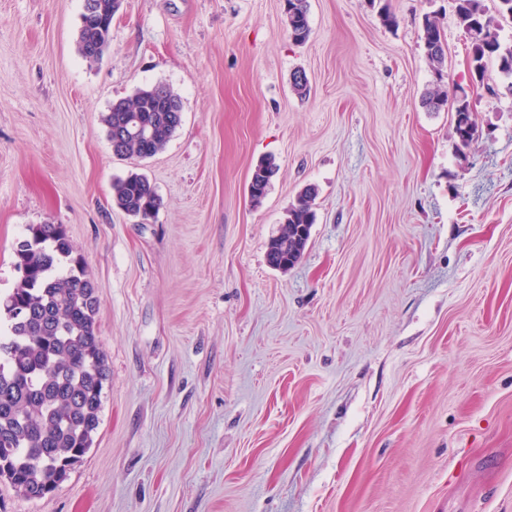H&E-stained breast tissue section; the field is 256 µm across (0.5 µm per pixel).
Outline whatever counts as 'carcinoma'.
Masks as SVG:
<instances>
[{
	"label": "carcinoma",
	"mask_w": 512,
	"mask_h": 512,
	"mask_svg": "<svg viewBox=\"0 0 512 512\" xmlns=\"http://www.w3.org/2000/svg\"><path fill=\"white\" fill-rule=\"evenodd\" d=\"M285 16L293 38L310 35L306 0H285ZM121 0H96L81 14L77 49L90 64L99 62L111 42L112 19ZM459 25L472 47V68L483 74L493 59L512 77V45L500 42V21L512 20V0H498L496 13L484 0H455ZM429 61L441 70L444 49L438 22H422ZM426 106L449 111L474 130L469 94L448 98L436 89ZM181 100L166 84L137 89L112 102L102 114L112 152L120 158L147 159L163 151L182 121ZM276 166L262 161L249 183L251 202L266 196ZM316 190L305 187L286 211L279 237L269 241L267 261L286 271L302 257L315 221ZM112 202L142 222L155 217L160 198L142 173L130 172L112 184ZM14 268L24 279L0 297V468L10 473L12 487L29 499L50 493L53 476L68 475L91 448L99 426L105 357L98 336V286L86 274L81 255L60 224H31L14 247Z\"/></svg>",
	"instance_id": "obj_1"
}]
</instances>
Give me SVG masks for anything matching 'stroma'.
Listing matches in <instances>:
<instances>
[{"label": "stroma", "mask_w": 512, "mask_h": 512, "mask_svg": "<svg viewBox=\"0 0 512 512\" xmlns=\"http://www.w3.org/2000/svg\"><path fill=\"white\" fill-rule=\"evenodd\" d=\"M284 2L122 0L90 64L83 0H0V293L28 225H64L107 367L68 480L0 482V512H512V79L472 74L454 0H308L302 44ZM158 82L180 127L114 156L102 114ZM457 83L466 146L422 103ZM131 170L152 223L112 203ZM308 185L316 222L282 272L267 243ZM422 26L424 30V48L426 56L436 70L440 71L444 61V49L439 24L435 18L425 16ZM275 170V164L269 160L260 162L253 170L249 183V195L255 206L260 205L265 198L270 179Z\"/></svg>", "instance_id": "stroma-1"}]
</instances>
